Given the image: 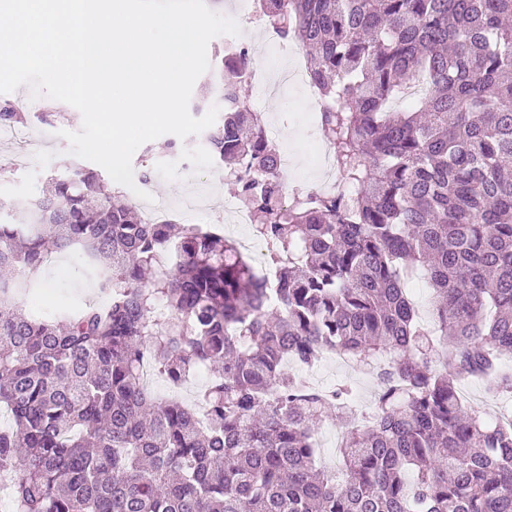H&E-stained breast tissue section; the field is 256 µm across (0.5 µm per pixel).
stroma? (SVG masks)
I'll return each mask as SVG.
<instances>
[{"instance_id":"35a3bbf8","label":"stroma","mask_w":512,"mask_h":512,"mask_svg":"<svg viewBox=\"0 0 512 512\" xmlns=\"http://www.w3.org/2000/svg\"><path fill=\"white\" fill-rule=\"evenodd\" d=\"M12 101L33 113L31 131L40 139L38 152L26 164L16 165L10 160L14 146L0 143V222L15 224L25 217L30 203L40 196L49 179L62 173L66 167L77 166L95 174H102L100 165L76 157L69 151V144L61 138L64 130L76 131L82 126V116L73 107H66L63 115L45 116L46 99H31L27 87L9 93ZM320 106L316 100L304 98L300 89L293 88L283 94L269 96L261 114L265 123L279 124L280 150L289 151L297 158L288 182L289 187L308 189L319 181V169L313 165L311 154L319 146L322 136L320 127L312 116ZM171 135L143 144L134 154V172L150 167L154 178L145 190L151 194L155 206L177 215L186 224L213 225L225 202H237L234 188L228 187L224 174H213L209 169L194 172L183 171L182 166L194 159L208 155L204 135H196L182 141L179 152H170ZM195 197L199 202L196 211H187L185 201ZM99 275L96 269L83 266L73 253L52 254L38 283L29 287L24 295L27 311H35L36 294H50L56 306L78 308L89 301L99 299L95 288ZM324 385L341 384L351 390L352 399L363 407H371L377 393V380L364 363L353 362L350 368L327 366Z\"/></svg>"}]
</instances>
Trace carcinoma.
I'll return each mask as SVG.
<instances>
[{"instance_id": "1", "label": "carcinoma", "mask_w": 512, "mask_h": 512, "mask_svg": "<svg viewBox=\"0 0 512 512\" xmlns=\"http://www.w3.org/2000/svg\"><path fill=\"white\" fill-rule=\"evenodd\" d=\"M297 39L342 177L283 201L275 147L223 56L224 116L206 136L268 244L271 283L216 227L147 224L98 175L68 168L0 223V482L14 512H512V426L458 383L512 394V0H260ZM28 113L0 103V125ZM175 265L161 263L171 246ZM102 269L108 305L24 312L52 253ZM420 270L435 329L404 288ZM335 350L387 363L366 425L284 370ZM218 375L190 407L141 384ZM347 426L346 478L318 470L321 417ZM459 391L468 407L475 410V413L485 421L491 420V415L498 412L500 405L510 404L512 407V397L489 393L485 383L477 378L462 381Z\"/></svg>"}]
</instances>
